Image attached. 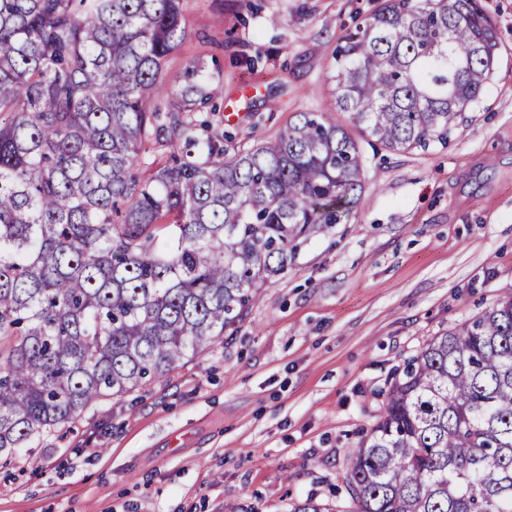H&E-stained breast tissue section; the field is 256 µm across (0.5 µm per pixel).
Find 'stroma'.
<instances>
[{"mask_svg": "<svg viewBox=\"0 0 512 512\" xmlns=\"http://www.w3.org/2000/svg\"><path fill=\"white\" fill-rule=\"evenodd\" d=\"M381 0H183L176 85L219 67L208 118L230 149L333 106L343 37ZM500 62L447 145L358 143L347 223L303 243L222 340L19 448L0 512H290L341 483L398 366L512 294V0H480Z\"/></svg>", "mask_w": 512, "mask_h": 512, "instance_id": "1", "label": "stroma"}]
</instances>
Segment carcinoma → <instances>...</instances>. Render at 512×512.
Here are the masks:
<instances>
[{
    "label": "carcinoma",
    "instance_id": "1",
    "mask_svg": "<svg viewBox=\"0 0 512 512\" xmlns=\"http://www.w3.org/2000/svg\"><path fill=\"white\" fill-rule=\"evenodd\" d=\"M185 36L182 0H0V460L178 368L347 222L364 161L333 113L445 144L499 46L479 0H383L336 49L333 109L229 156L202 67L165 81ZM344 483L355 512H512V297L404 363Z\"/></svg>",
    "mask_w": 512,
    "mask_h": 512
}]
</instances>
